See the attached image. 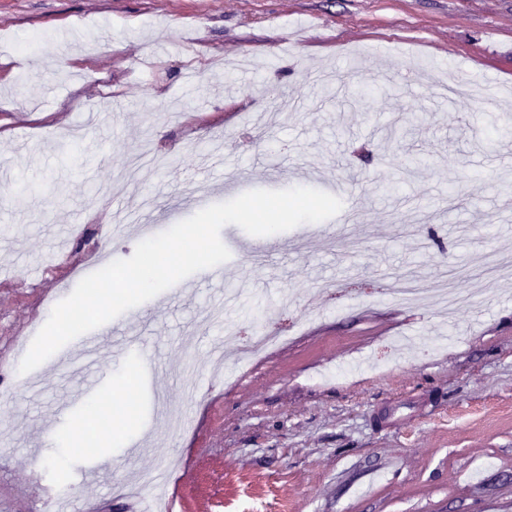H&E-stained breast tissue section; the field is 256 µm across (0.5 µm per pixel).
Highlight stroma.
Listing matches in <instances>:
<instances>
[{
    "label": "stroma",
    "mask_w": 512,
    "mask_h": 512,
    "mask_svg": "<svg viewBox=\"0 0 512 512\" xmlns=\"http://www.w3.org/2000/svg\"><path fill=\"white\" fill-rule=\"evenodd\" d=\"M451 80L484 95L448 102ZM343 83L378 90L345 100ZM505 123L512 0H0V512H42L34 468L75 510L131 512L116 486L158 467L176 512H512V279L489 289L470 265L512 258ZM217 151L224 168L200 174ZM296 186L351 198L354 219L274 234L222 286L149 301L163 399L196 435L158 429L112 329L96 373L52 356L19 374L16 339L72 268L142 241L105 232L113 201L146 203L158 234L193 195ZM27 269L41 280L7 285ZM409 269L429 286L455 271L467 302L404 306L388 289ZM256 322L287 344L208 397L214 345ZM97 380L127 381L140 411L90 455L69 403ZM49 426L69 446L43 444Z\"/></svg>",
    "instance_id": "obj_1"
}]
</instances>
